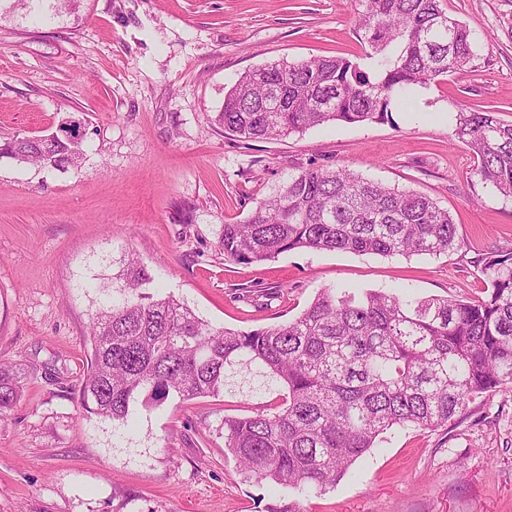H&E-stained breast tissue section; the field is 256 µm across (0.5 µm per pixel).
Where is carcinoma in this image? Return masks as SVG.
I'll return each mask as SVG.
<instances>
[{
  "instance_id": "1",
  "label": "carcinoma",
  "mask_w": 512,
  "mask_h": 512,
  "mask_svg": "<svg viewBox=\"0 0 512 512\" xmlns=\"http://www.w3.org/2000/svg\"><path fill=\"white\" fill-rule=\"evenodd\" d=\"M369 69L345 57L281 60L244 72L216 121L240 140L287 137L329 122L384 121L415 87L466 71L475 51L466 25L441 0H354ZM455 138L478 161L475 175L512 199V122L465 103ZM0 157L77 166L82 140L15 136ZM457 224L432 198L346 168L292 172L219 244L239 263L295 251L439 255ZM489 286L463 302L395 292L324 288L293 320L248 331L213 328L171 295L150 292L134 256L89 324L91 353L77 400L84 415L128 425L136 403L217 396L255 383L284 391L274 407L224 417V447L244 477L297 491L334 486L377 437L397 424L448 426L470 402L512 384V252L477 259ZM19 369L0 362V420L22 397Z\"/></svg>"
}]
</instances>
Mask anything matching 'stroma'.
<instances>
[{
    "instance_id": "stroma-1",
    "label": "stroma",
    "mask_w": 512,
    "mask_h": 512,
    "mask_svg": "<svg viewBox=\"0 0 512 512\" xmlns=\"http://www.w3.org/2000/svg\"><path fill=\"white\" fill-rule=\"evenodd\" d=\"M443 7L475 41L467 72L414 90L383 122L241 141L214 121L226 91L283 59L361 57L353 0H0V140L71 116L86 128L80 167L0 158V360L26 373L0 425V512H512V386L448 426H393L309 495L246 480L218 430L275 405L276 390L138 407L117 443L74 398L97 291L128 251L158 293L242 331L294 319L324 288L481 297L474 259L512 250V200L480 182L452 131L461 102L512 122V0ZM320 165L431 197L457 225L455 250L225 258L224 225Z\"/></svg>"
}]
</instances>
